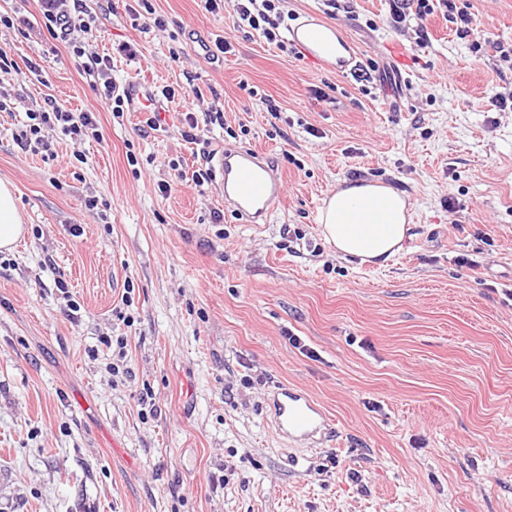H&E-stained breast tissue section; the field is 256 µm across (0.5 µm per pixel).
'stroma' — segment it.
I'll return each instance as SVG.
<instances>
[{"label":"stroma","mask_w":512,"mask_h":512,"mask_svg":"<svg viewBox=\"0 0 512 512\" xmlns=\"http://www.w3.org/2000/svg\"><path fill=\"white\" fill-rule=\"evenodd\" d=\"M151 3L165 30L132 27L137 0H87V52L138 42L120 87L181 86L232 134L184 141L180 100L157 131L114 119L69 44L0 27V180L28 228L0 252V512H512V107L493 104L512 93V0H458L476 44L434 11L422 47L386 0H349L326 21L366 81L244 33L231 8ZM219 37L231 52L205 59ZM50 96L94 112L83 159L51 130L48 154L16 141ZM228 143L285 173L271 223L226 210L220 180L191 183ZM358 178L410 204L384 268L319 231L324 198ZM281 382L323 405L326 442L277 434Z\"/></svg>","instance_id":"35a3bbf8"}]
</instances>
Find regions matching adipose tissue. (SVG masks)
<instances>
[{"mask_svg":"<svg viewBox=\"0 0 512 512\" xmlns=\"http://www.w3.org/2000/svg\"><path fill=\"white\" fill-rule=\"evenodd\" d=\"M409 219L403 193L377 181L347 182L325 200L320 233L337 255L383 267L402 250ZM26 233L11 184L0 182V251L15 249Z\"/></svg>","mask_w":512,"mask_h":512,"instance_id":"ef3b65f1","label":"adipose tissue"}]
</instances>
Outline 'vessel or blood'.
Returning a JSON list of instances; mask_svg holds the SVG:
<instances>
[{
    "label": "vessel or blood",
    "mask_w": 512,
    "mask_h": 512,
    "mask_svg": "<svg viewBox=\"0 0 512 512\" xmlns=\"http://www.w3.org/2000/svg\"><path fill=\"white\" fill-rule=\"evenodd\" d=\"M322 25L318 16H309L303 28L291 30L288 40L311 60L326 65L330 62L328 52L313 45ZM215 167L224 181L225 204L248 223H268L283 196L284 178L266 152L256 148H228L216 157ZM268 406L279 430L290 439L312 441L329 427L324 408L310 392L301 388L288 384L276 386Z\"/></svg>",
    "instance_id": "b4317fda"
}]
</instances>
